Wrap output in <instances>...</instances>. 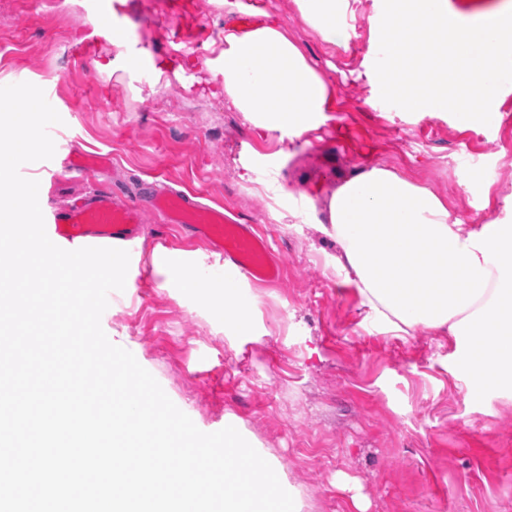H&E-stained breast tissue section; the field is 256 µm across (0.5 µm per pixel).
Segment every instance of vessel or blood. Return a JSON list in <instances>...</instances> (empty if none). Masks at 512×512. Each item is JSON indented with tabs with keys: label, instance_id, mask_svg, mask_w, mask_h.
<instances>
[{
	"label": "vessel or blood",
	"instance_id": "obj_1",
	"mask_svg": "<svg viewBox=\"0 0 512 512\" xmlns=\"http://www.w3.org/2000/svg\"><path fill=\"white\" fill-rule=\"evenodd\" d=\"M105 161V155L72 150L62 168L69 174L89 176ZM148 211L164 217L166 223L189 228L195 239L229 261L252 284L271 285L283 275L281 260L255 225L240 223L224 208L201 203L190 191L158 192L146 209L103 192L88 202L44 212L43 217L51 236L71 243L90 238L130 241L139 234Z\"/></svg>",
	"mask_w": 512,
	"mask_h": 512
}]
</instances>
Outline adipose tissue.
Instances as JSON below:
<instances>
[{"instance_id":"ef3b65f1","label":"adipose tissue","mask_w":512,"mask_h":512,"mask_svg":"<svg viewBox=\"0 0 512 512\" xmlns=\"http://www.w3.org/2000/svg\"><path fill=\"white\" fill-rule=\"evenodd\" d=\"M296 2L325 42L345 43L336 0ZM221 57L225 102L253 116L257 128L291 140L314 130L331 85L280 24L225 30ZM276 190L294 200L296 222H319L335 242L342 284L383 332L447 337L469 388L512 391V224L451 217L432 190L376 166L354 170L321 203L301 188ZM144 259L166 287L203 299L214 322L252 329L254 298L231 270L162 247Z\"/></svg>"}]
</instances>
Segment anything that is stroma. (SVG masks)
I'll list each match as a JSON object with an SVG mask.
<instances>
[{
  "mask_svg": "<svg viewBox=\"0 0 512 512\" xmlns=\"http://www.w3.org/2000/svg\"><path fill=\"white\" fill-rule=\"evenodd\" d=\"M134 52L154 63L208 58L155 83L151 70L103 76L109 46L93 25L94 0H0V86L32 83L49 93L62 122L56 153L108 155L90 179L63 174L42 203L111 192L146 204L163 180L203 203L258 225L286 265L277 287H252V331L213 323L203 301L165 288L147 267L139 287L109 295L104 332L182 404L203 432L234 418L277 464L303 512H512V392L476 396L453 369L447 337L398 338L363 323L352 288L336 271L335 243L315 225L288 219L275 187L240 179L243 166L275 167L281 182L307 180L325 195L352 171L380 166L432 189L449 210L503 216L512 195V93L489 125L460 129L450 113L423 120L385 104L369 83L370 26L383 0H348L346 45L324 42L296 0H244L280 20L310 65L330 79L318 128L294 141L255 129L249 113L213 96L231 13L215 0H110ZM93 41L89 60L74 50ZM144 248L204 252L191 233L144 216Z\"/></svg>",
  "mask_w": 512,
  "mask_h": 512,
  "instance_id": "35a3bbf8",
  "label": "stroma"
}]
</instances>
